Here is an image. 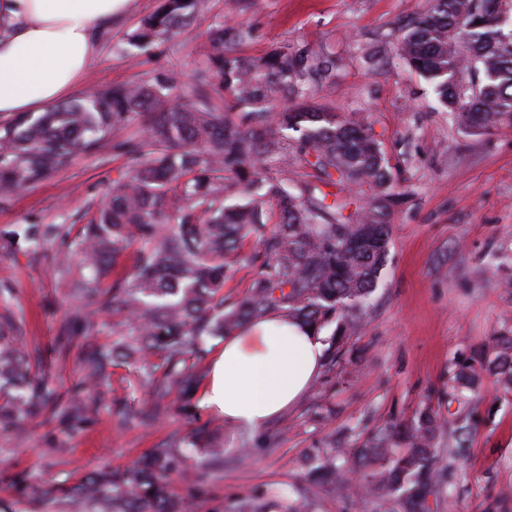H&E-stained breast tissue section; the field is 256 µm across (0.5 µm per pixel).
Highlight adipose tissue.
I'll list each match as a JSON object with an SVG mask.
<instances>
[{"instance_id":"obj_1","label":"adipose tissue","mask_w":512,"mask_h":512,"mask_svg":"<svg viewBox=\"0 0 512 512\" xmlns=\"http://www.w3.org/2000/svg\"><path fill=\"white\" fill-rule=\"evenodd\" d=\"M126 0H0V117L39 114L67 99L98 53V33ZM327 347L276 313L251 320L213 354L201 403L226 425L260 432L318 377Z\"/></svg>"}]
</instances>
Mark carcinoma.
<instances>
[{
    "mask_svg": "<svg viewBox=\"0 0 512 512\" xmlns=\"http://www.w3.org/2000/svg\"><path fill=\"white\" fill-rule=\"evenodd\" d=\"M200 2L163 0L127 43L145 48L170 38L197 16ZM209 36L222 108L203 92L155 111L177 89L174 79L156 78L96 91L0 127V197L6 199L149 113L147 136L124 145L133 165L82 228L76 287L87 292V304H111L124 314L112 347L90 355L92 371L131 358L155 401L174 393L182 410L206 375L208 340L263 313L319 330L357 325L385 264L390 217L401 197L371 130L312 102L310 81L331 77L334 59L287 45L261 58L244 56L237 47L250 32L225 19ZM400 55L464 133L512 125V0H427L404 26ZM228 110L239 122L227 119ZM269 162L303 163L316 174L291 184L268 177ZM267 201L279 212L270 229ZM66 235L61 225L28 224L20 234L1 230L0 243L13 247L23 239L38 246ZM249 236L264 254L262 269L247 295L226 307L230 259ZM134 245L129 277L108 291L89 287ZM20 334L10 317L0 319L1 432L38 418L50 399L17 345ZM486 375L512 392L509 333L492 336L479 354L455 364L448 384V404H457L451 421L425 405L358 446L332 442L313 449L306 468L338 492L358 477L380 512H432L451 495L455 465L469 457L479 420L467 393ZM445 430L448 442L439 448ZM189 448L203 449L208 462L223 460L215 432L200 427L169 435L129 466L46 486L35 497L43 507L63 502L69 512H184L169 483L175 473L187 477L180 465ZM313 495L314 485L301 488L281 512H310Z\"/></svg>",
    "mask_w": 512,
    "mask_h": 512,
    "instance_id": "cac0c4a2",
    "label": "carcinoma"
}]
</instances>
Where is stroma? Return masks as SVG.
Wrapping results in <instances>:
<instances>
[{"label": "stroma", "mask_w": 512, "mask_h": 512, "mask_svg": "<svg viewBox=\"0 0 512 512\" xmlns=\"http://www.w3.org/2000/svg\"><path fill=\"white\" fill-rule=\"evenodd\" d=\"M231 0H202L195 20L171 40L146 51L127 35L161 0H128L99 33V50L85 88L176 76L193 95L210 66L209 28ZM426 0H257L239 12L251 37L238 50L265 55L283 44L336 58V77L313 90L316 104L366 125L389 159L393 184L405 198L394 210L387 258L361 324L336 346L298 407L265 431L256 448L251 432L226 428L224 461L205 464L189 449L193 483L172 490L190 512H227L242 498L263 512L303 483V461L338 437L361 444L369 433L405 421L423 403L448 414V373L497 331H512V125L489 135H466L429 85L402 60L398 27ZM146 120L112 133L77 154L62 171L0 201V230L21 224H63L65 239L40 247L0 248V316L21 324L18 337L52 392L45 412L23 429L0 432V512H32L34 489L73 483L104 467L133 462L172 433L218 417L200 406L181 412L175 398L150 423L133 420L154 410V399L131 364L91 375L94 345L113 340L111 308L84 307L73 286L81 228L101 206L107 188L127 171L122 144L145 137ZM264 257L253 238L238 249L224 298L244 297ZM90 405L74 419L69 409ZM483 420L466 464L456 473L440 512H512V394L483 377L477 404ZM250 447L238 463L241 447ZM312 512H376L375 497L348 487L318 488Z\"/></svg>", "instance_id": "obj_1"}]
</instances>
